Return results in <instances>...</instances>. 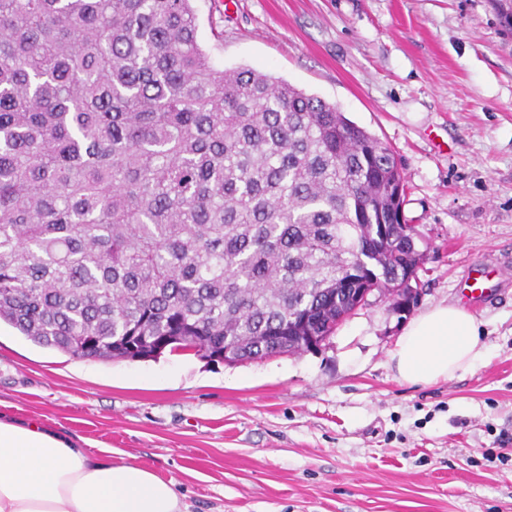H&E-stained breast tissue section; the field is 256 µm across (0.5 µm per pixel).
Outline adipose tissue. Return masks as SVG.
Returning a JSON list of instances; mask_svg holds the SVG:
<instances>
[{
    "instance_id": "1",
    "label": "adipose tissue",
    "mask_w": 512,
    "mask_h": 512,
    "mask_svg": "<svg viewBox=\"0 0 512 512\" xmlns=\"http://www.w3.org/2000/svg\"><path fill=\"white\" fill-rule=\"evenodd\" d=\"M481 324L465 307L412 318L389 353L410 384L448 380L483 360ZM0 512H187L174 480L108 448L92 453L50 429L0 415Z\"/></svg>"
}]
</instances>
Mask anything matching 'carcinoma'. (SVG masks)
<instances>
[{"mask_svg": "<svg viewBox=\"0 0 512 512\" xmlns=\"http://www.w3.org/2000/svg\"><path fill=\"white\" fill-rule=\"evenodd\" d=\"M512 30V0H490ZM393 151L220 71L191 0H0V321L76 358L307 350L423 264Z\"/></svg>", "mask_w": 512, "mask_h": 512, "instance_id": "obj_1", "label": "carcinoma"}]
</instances>
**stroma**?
<instances>
[{
    "label": "stroma",
    "mask_w": 512,
    "mask_h": 512,
    "mask_svg": "<svg viewBox=\"0 0 512 512\" xmlns=\"http://www.w3.org/2000/svg\"><path fill=\"white\" fill-rule=\"evenodd\" d=\"M215 69L316 95L394 152L426 254L410 313L373 293L319 349L75 358L0 324V413L175 480L188 512H512V279L466 302L485 358L412 385L411 315L512 269V31L489 0H193Z\"/></svg>",
    "instance_id": "35a3bbf8"
}]
</instances>
